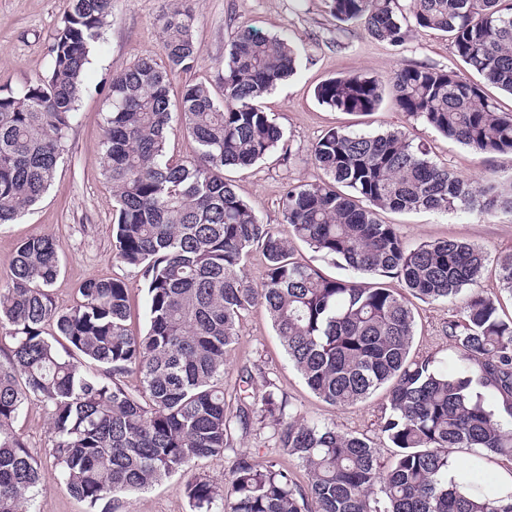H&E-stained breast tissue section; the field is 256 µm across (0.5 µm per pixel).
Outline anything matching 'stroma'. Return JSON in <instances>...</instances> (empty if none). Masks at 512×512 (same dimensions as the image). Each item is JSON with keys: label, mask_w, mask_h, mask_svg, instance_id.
Returning <instances> with one entry per match:
<instances>
[{"label": "stroma", "mask_w": 512, "mask_h": 512, "mask_svg": "<svg viewBox=\"0 0 512 512\" xmlns=\"http://www.w3.org/2000/svg\"><path fill=\"white\" fill-rule=\"evenodd\" d=\"M192 6L201 52L192 68L173 76V90L206 81L214 96L222 97L224 88L219 76L224 69L225 50L243 22L251 23L260 35L288 38L300 50L296 72L261 101L263 110L283 129V142L250 168L225 172L238 196L263 223L281 227L280 196L286 183L321 178L311 149L332 128L370 134L398 130L413 142L423 144L431 160L472 183H482L490 176L512 178V156L475 154L423 120L400 111L391 95H384L378 109L371 113L337 111L316 96L318 86L329 78L366 73L386 85L394 71L405 66L436 67L476 79V72L457 55L446 34L419 29L393 48L372 38L360 23L336 20L330 0H193ZM162 7L163 0H113L110 23L90 54L84 79L86 90L57 177L29 212L0 226V286L7 284L12 257L24 240L53 237L62 258V271L52 287L56 306L66 309L77 305L78 288L86 279H122L129 286L128 325L137 335L147 329L146 295L139 271L120 264L114 257L112 186L103 175L99 142L113 75L139 58L162 57L158 23ZM69 9L70 0H0V87L17 91L48 72L49 47ZM379 219L395 225L410 245L453 239L480 247L488 257L480 286L497 297L503 316L512 315V295L501 291L495 263L501 252L512 250L511 213L479 216L463 211H383ZM410 303L416 321L413 354L435 358L439 368L454 369V348L444 329L457 314V307L416 297ZM244 369L273 380L292 409L306 419L369 437L376 444L381 462H390L393 449L379 431L387 407L385 391L343 409L317 398L289 365L270 317L261 306L253 307L240 322L238 340L224 373L227 404L235 402L239 375ZM14 429L42 464L33 512H88L87 504L72 496L59 480L54 434L44 408L26 405ZM99 509L191 512L184 481L177 474L148 490L126 495L119 508H111L105 501Z\"/></svg>", "instance_id": "obj_1"}]
</instances>
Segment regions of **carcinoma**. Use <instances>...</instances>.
Masks as SVG:
<instances>
[{"mask_svg":"<svg viewBox=\"0 0 512 512\" xmlns=\"http://www.w3.org/2000/svg\"><path fill=\"white\" fill-rule=\"evenodd\" d=\"M164 64L140 58L112 78L100 141L112 184L115 258L141 272L148 329L133 334L128 287L89 278L82 301L56 307L59 245L33 237L17 249L0 287V512H31L41 463L13 423L24 406L48 412L60 481L90 507L142 491L195 458L235 455L222 488L190 478L194 512H512V490L480 482L469 468L448 482V449L475 448L478 460L512 462V317L478 288L488 262L477 246L422 242L409 248L383 210L512 211V180L487 178L479 189L427 158L400 132L331 129L313 146L325 178L288 185L281 196L287 231L261 222L224 178L284 139L260 100L296 69L288 40L237 26L224 60V98L204 82L170 96V79L200 53L192 0H164ZM340 20H359L393 47L415 25L449 35L458 55L512 94V0H330ZM112 16V0H71L50 46L48 73L14 91L0 87V225L38 203L55 179L76 119L89 54ZM400 110L481 155H512V113L484 100L478 85L453 71L401 67L392 78ZM343 112L375 111L381 82L351 74L317 88ZM197 144L189 161L168 154L173 115ZM348 188L344 193L337 185ZM332 256L353 272L332 278L293 258L292 241ZM254 247L265 257L262 281L247 280ZM512 295V252L497 259ZM392 275L409 293L451 305L462 301L445 334L456 352L448 372L410 356L415 318L405 297L363 279ZM261 305L288 363L324 402L343 408L388 392L381 432L397 448L381 469L369 440L310 422L287 410L270 380L228 409L224 370L244 314ZM131 373L139 386L128 387ZM493 392L499 404L486 403ZM269 425L279 447L302 466L307 487L277 460L237 452L232 431Z\"/></svg>","mask_w":512,"mask_h":512,"instance_id":"obj_1","label":"carcinoma"}]
</instances>
